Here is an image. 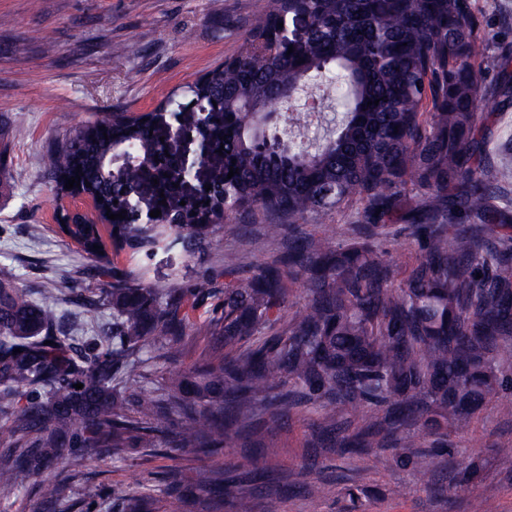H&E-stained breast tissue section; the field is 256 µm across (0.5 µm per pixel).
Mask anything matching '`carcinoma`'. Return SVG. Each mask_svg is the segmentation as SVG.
Returning a JSON list of instances; mask_svg holds the SVG:
<instances>
[{"label": "carcinoma", "instance_id": "carcinoma-1", "mask_svg": "<svg viewBox=\"0 0 512 512\" xmlns=\"http://www.w3.org/2000/svg\"><path fill=\"white\" fill-rule=\"evenodd\" d=\"M302 16L313 28L298 44L291 33ZM486 37L469 0H274L233 54L184 88V101L88 122L51 149L44 165L57 191L92 202L60 230L104 271L109 263L93 249L104 246L102 225L113 242L146 251L170 236L205 244L232 215L278 237L275 216L298 224L353 199L364 207L358 240L294 236L287 259L225 283L203 323L190 314L202 295L196 284L114 280L106 293L112 325L84 352L72 340L94 322L92 309L63 330L61 289L35 300L1 275L0 417L10 429L0 435V492L36 477L37 512H64L91 456L217 453L287 415L296 404L290 384L322 411L317 430L333 433L336 417L375 406L388 424L377 418L355 436L367 432L379 445L400 434L403 448L415 447L405 436L415 428L444 443L448 426L471 423L512 387V225L497 218L496 205L509 175L486 161L476 112L486 83L475 48ZM511 65L503 59L491 87L506 98ZM309 84L345 102L332 132L313 146L266 134L270 103ZM177 124L195 127L209 159L193 198L184 193L190 163L171 146ZM78 166L84 176L68 189ZM409 182L426 190L423 200L402 197ZM156 209L161 215L145 218ZM121 211L122 220L106 216ZM400 221L424 247L403 273L373 245ZM290 274L305 294L292 319ZM196 339L207 346L193 366L164 370L146 394H126L144 378V349L166 367ZM412 455L420 482L430 484L435 455ZM448 465L450 489L476 476L472 464ZM226 491L234 512H254L245 489L225 484L219 463L190 482L173 472L163 494L132 493L121 512H194L201 493L209 512H220Z\"/></svg>", "mask_w": 512, "mask_h": 512}]
</instances>
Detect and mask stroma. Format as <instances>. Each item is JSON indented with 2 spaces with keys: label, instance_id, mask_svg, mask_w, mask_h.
<instances>
[{
  "label": "stroma",
  "instance_id": "obj_1",
  "mask_svg": "<svg viewBox=\"0 0 512 512\" xmlns=\"http://www.w3.org/2000/svg\"><path fill=\"white\" fill-rule=\"evenodd\" d=\"M488 33L479 50L487 80H495L503 56L512 57V0H472ZM270 0H0V125L24 128L25 138L8 143L9 190L0 197V272L12 274L33 295L49 288L70 289L71 299L96 306L98 322L112 320L105 292L113 275L139 277L155 284H201L205 294L197 308L206 320L224 291L223 257L239 252L250 271L283 257L291 230L269 239L259 224L233 219L218 230L204 253L188 242L159 244L150 251L106 243L115 268L102 273L57 228L58 200L38 161L55 141L82 123L115 112L153 110L171 94L193 83L222 62L249 34L253 19ZM139 45L126 54L128 40ZM491 146L489 160L512 170V106L500 96L479 104ZM361 203L309 217L305 232L335 244L357 233ZM377 245L394 265L404 266L420 248L408 224L389 226ZM512 391L493 397L478 418L449 431L456 458L478 468L476 479L448 487L447 472L437 469L432 486L423 485L414 459L399 454L393 442L364 448L330 446L313 438L319 416L299 402L287 420L270 428L265 441L235 439L220 457L202 453L179 456L163 448H134L121 458L92 460L73 492L69 512L81 502H95L96 512H120L130 493L152 488L164 492L173 471L223 462L231 479H244L259 512L278 499L281 512H512ZM262 463L254 473V463ZM323 485L320 500H309L306 482Z\"/></svg>",
  "mask_w": 512,
  "mask_h": 512
}]
</instances>
